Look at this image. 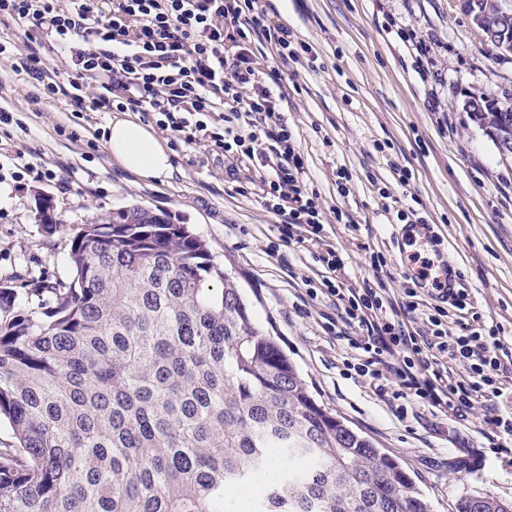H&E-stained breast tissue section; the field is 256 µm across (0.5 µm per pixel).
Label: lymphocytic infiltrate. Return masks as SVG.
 Instances as JSON below:
<instances>
[{
	"mask_svg": "<svg viewBox=\"0 0 512 512\" xmlns=\"http://www.w3.org/2000/svg\"><path fill=\"white\" fill-rule=\"evenodd\" d=\"M11 21L27 26L25 50L0 41V59L24 76L36 101H66L76 119L103 108L137 112L186 143L204 132L212 146L259 161L262 205L279 216L281 242L323 240L321 195L304 180V159L271 86L255 77L251 46L265 43L292 62L312 50L272 23L258 0H0V24ZM57 48L76 75L66 86L48 58ZM320 291L339 309L326 332L357 330L348 342L360 357L346 363V375L384 382L397 417H407L413 400L462 416L501 397L512 348L500 327L480 321L452 336L444 323L450 311L470 309L466 289L447 309L439 289H428L423 308L418 289L404 287L402 308L424 312L417 327L387 317L385 288H345L328 278L308 294Z\"/></svg>",
	"mask_w": 512,
	"mask_h": 512,
	"instance_id": "obj_1",
	"label": "lymphocytic infiltrate"
}]
</instances>
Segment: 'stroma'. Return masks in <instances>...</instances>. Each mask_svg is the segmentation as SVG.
I'll use <instances>...</instances> for the list:
<instances>
[{
	"instance_id": "1",
	"label": "stroma",
	"mask_w": 512,
	"mask_h": 512,
	"mask_svg": "<svg viewBox=\"0 0 512 512\" xmlns=\"http://www.w3.org/2000/svg\"><path fill=\"white\" fill-rule=\"evenodd\" d=\"M272 21L309 43L314 66L282 63L253 43L260 81L283 69L281 111L305 162V181L325 207L347 212L349 223L329 222L327 241L304 240L272 249L279 218L259 198L260 171L250 162L201 141H167L172 175L147 183L115 164L101 132L113 115L88 112L72 121L65 101L33 103L30 87L0 61V105L13 122L0 147L51 169V179L0 183V284L24 273L28 284L65 277L69 248L45 239L38 212L50 202L64 224L142 206L167 212L206 242L214 263L238 283L254 322L296 364L314 398L348 426L397 459L430 500L433 512H455L463 496L491 495L512 503V452L493 447L486 403L466 417L415 404L396 417L368 381L344 379L354 356L347 340L326 333L325 295L310 298L306 281L321 282L319 262L331 244L341 262L334 273L345 287L385 285L392 301L417 266L419 252L459 270L475 312L500 326L512 343V157H502L463 104L469 93L512 92V54L482 42L458 0H262ZM410 31L424 41L430 62L419 65ZM404 169L408 185L396 174ZM352 175L348 195L337 170ZM416 207L439 239L399 247L396 212ZM381 254V269L370 265Z\"/></svg>"
}]
</instances>
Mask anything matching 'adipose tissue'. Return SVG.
Here are the masks:
<instances>
[{"mask_svg": "<svg viewBox=\"0 0 512 512\" xmlns=\"http://www.w3.org/2000/svg\"><path fill=\"white\" fill-rule=\"evenodd\" d=\"M107 149L112 160L143 180L162 182L172 171L171 153L151 126L127 116L114 117Z\"/></svg>", "mask_w": 512, "mask_h": 512, "instance_id": "adipose-tissue-1", "label": "adipose tissue"}]
</instances>
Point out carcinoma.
<instances>
[{"label": "carcinoma", "mask_w": 512, "mask_h": 512, "mask_svg": "<svg viewBox=\"0 0 512 512\" xmlns=\"http://www.w3.org/2000/svg\"><path fill=\"white\" fill-rule=\"evenodd\" d=\"M461 10L512 28V0ZM466 105L512 154V96ZM69 242L67 278L0 285V512H229L227 488L273 456L288 467L265 512H433L396 459L315 401L185 225L135 206Z\"/></svg>", "instance_id": "obj_1"}]
</instances>
